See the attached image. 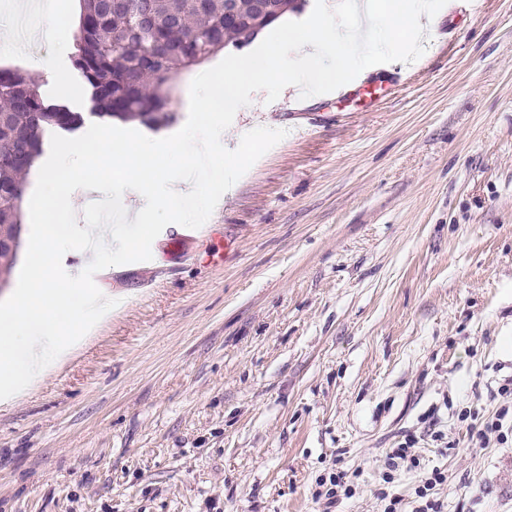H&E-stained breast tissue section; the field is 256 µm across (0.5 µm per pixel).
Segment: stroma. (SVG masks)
I'll list each match as a JSON object with an SVG mask.
<instances>
[{"mask_svg": "<svg viewBox=\"0 0 512 512\" xmlns=\"http://www.w3.org/2000/svg\"><path fill=\"white\" fill-rule=\"evenodd\" d=\"M0 65L44 96L71 63L80 0L37 15V57L10 34ZM440 10L415 62L277 111L265 92L224 139L281 140L187 246L224 263L152 258L96 278L118 304L24 395L0 403V512H322L315 480L345 473L336 512H378L386 454L419 439L448 474L444 512H512V445L471 448L463 407L512 375V0ZM442 440L425 436L426 423ZM419 471L393 489L410 499Z\"/></svg>", "mask_w": 512, "mask_h": 512, "instance_id": "35a3bbf8", "label": "stroma"}]
</instances>
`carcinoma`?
Returning <instances> with one entry per match:
<instances>
[{"label": "carcinoma", "mask_w": 512, "mask_h": 512, "mask_svg": "<svg viewBox=\"0 0 512 512\" xmlns=\"http://www.w3.org/2000/svg\"><path fill=\"white\" fill-rule=\"evenodd\" d=\"M72 65L99 118L146 126L175 119L169 88L209 52L262 23L253 0H80ZM82 113L46 103L20 67H0V237L22 223L26 176L46 132L73 129Z\"/></svg>", "instance_id": "obj_1"}]
</instances>
